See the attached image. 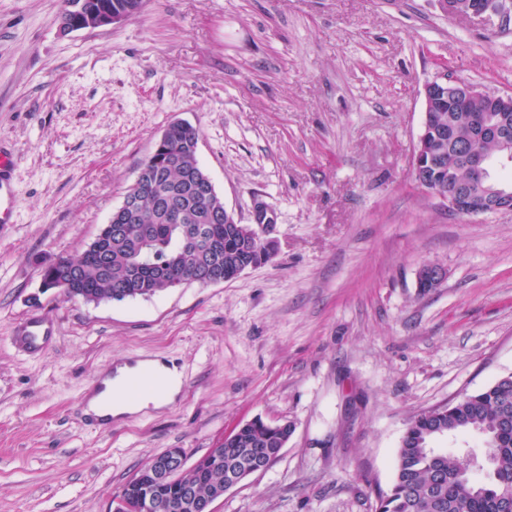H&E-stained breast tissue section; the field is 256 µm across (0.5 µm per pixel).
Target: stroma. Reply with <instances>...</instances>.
Returning a JSON list of instances; mask_svg holds the SVG:
<instances>
[{
	"instance_id": "35a3bbf8",
	"label": "stroma",
	"mask_w": 512,
	"mask_h": 512,
	"mask_svg": "<svg viewBox=\"0 0 512 512\" xmlns=\"http://www.w3.org/2000/svg\"><path fill=\"white\" fill-rule=\"evenodd\" d=\"M62 0H0V512H107L154 456L203 455L262 418L294 431L215 512H375L408 420L512 373V212L461 216L413 175L423 87L512 93V21L437 0H146L60 34ZM227 209L278 250L227 283L122 302L41 291L80 255L174 121ZM443 267L421 292L417 273ZM56 320L35 354L17 323ZM169 357L187 391L101 432L72 411L98 373ZM15 166V154L0 144V229L16 221L17 200L13 183Z\"/></svg>"
}]
</instances>
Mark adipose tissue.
Wrapping results in <instances>:
<instances>
[{
    "instance_id": "obj_1",
    "label": "adipose tissue",
    "mask_w": 512,
    "mask_h": 512,
    "mask_svg": "<svg viewBox=\"0 0 512 512\" xmlns=\"http://www.w3.org/2000/svg\"><path fill=\"white\" fill-rule=\"evenodd\" d=\"M136 373H144L160 377L164 383V389L158 395H146L124 391L123 385L126 378ZM181 375L157 360H139L133 363L118 365L116 375L107 379L105 391L93 396L90 407H97L103 402H110V412L115 420H123L125 417L141 413L148 409L158 410L172 401L179 393L181 387Z\"/></svg>"
}]
</instances>
